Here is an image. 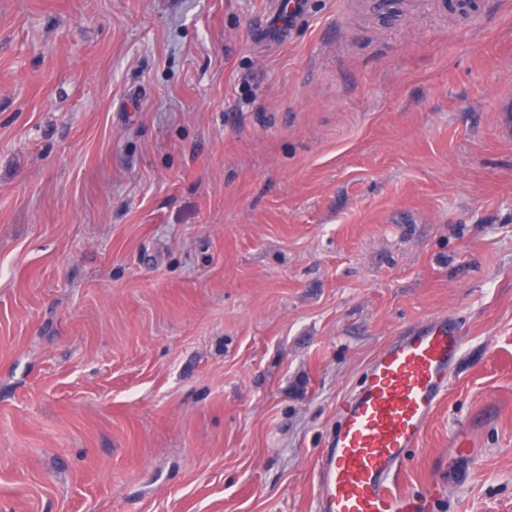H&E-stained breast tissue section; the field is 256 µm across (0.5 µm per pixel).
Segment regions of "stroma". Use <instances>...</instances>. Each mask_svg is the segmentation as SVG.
I'll list each match as a JSON object with an SVG mask.
<instances>
[{"mask_svg":"<svg viewBox=\"0 0 512 512\" xmlns=\"http://www.w3.org/2000/svg\"><path fill=\"white\" fill-rule=\"evenodd\" d=\"M438 3L270 45L271 0H0V512H315L337 401L436 315L393 488L512 512V0Z\"/></svg>","mask_w":512,"mask_h":512,"instance_id":"stroma-1","label":"stroma"}]
</instances>
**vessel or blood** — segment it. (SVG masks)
<instances>
[{"mask_svg": "<svg viewBox=\"0 0 512 512\" xmlns=\"http://www.w3.org/2000/svg\"><path fill=\"white\" fill-rule=\"evenodd\" d=\"M307 14L308 0L273 9L276 37ZM464 343L456 321L439 315L407 328L371 361L336 406L337 425L318 460L315 512H429V498L397 494L392 483L406 452L420 447Z\"/></svg>", "mask_w": 512, "mask_h": 512, "instance_id": "1", "label": "vessel or blood"}]
</instances>
